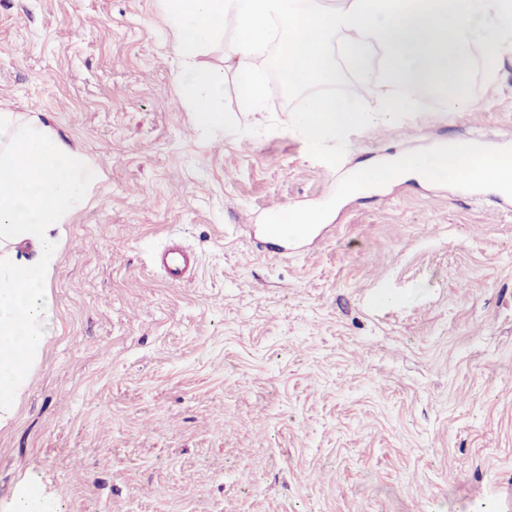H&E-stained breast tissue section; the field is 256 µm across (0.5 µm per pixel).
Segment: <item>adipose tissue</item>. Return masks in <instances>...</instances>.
Returning a JSON list of instances; mask_svg holds the SVG:
<instances>
[{
    "mask_svg": "<svg viewBox=\"0 0 512 512\" xmlns=\"http://www.w3.org/2000/svg\"><path fill=\"white\" fill-rule=\"evenodd\" d=\"M481 174L512 189V158L451 139L432 154L404 155L360 171L357 185ZM100 174L51 133L37 114L0 111V427L16 417L21 395L42 361L58 320L47 279L59 260L54 227L90 200Z\"/></svg>",
    "mask_w": 512,
    "mask_h": 512,
    "instance_id": "obj_1",
    "label": "adipose tissue"
}]
</instances>
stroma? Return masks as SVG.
<instances>
[{
  "label": "stroma",
  "instance_id": "stroma-1",
  "mask_svg": "<svg viewBox=\"0 0 512 512\" xmlns=\"http://www.w3.org/2000/svg\"><path fill=\"white\" fill-rule=\"evenodd\" d=\"M162 0H0V110L37 113L101 179L57 228L59 331L0 428V508L37 476L59 512H512V196L362 164L451 139L512 147V65L474 108L310 157L292 106L203 138ZM276 122L268 130V122ZM326 233L279 243L283 213ZM197 255L168 283L155 253ZM324 217L325 213L322 211H320L318 215L313 213L301 214L294 216L292 218L291 223L295 224V228L302 229L305 232V227L303 226V224H316V221L319 218ZM292 224H273L270 231V235L281 240H288V237L295 236V234H293L294 230Z\"/></svg>",
  "mask_w": 512,
  "mask_h": 512
}]
</instances>
